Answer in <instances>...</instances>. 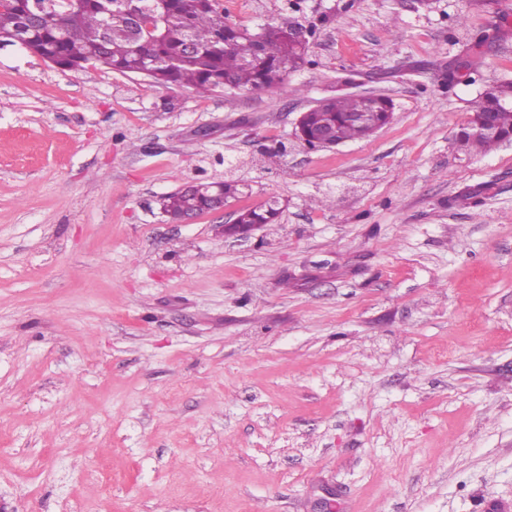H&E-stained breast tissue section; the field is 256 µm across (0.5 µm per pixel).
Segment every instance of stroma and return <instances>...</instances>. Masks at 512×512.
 Here are the masks:
<instances>
[{"instance_id": "1", "label": "stroma", "mask_w": 512, "mask_h": 512, "mask_svg": "<svg viewBox=\"0 0 512 512\" xmlns=\"http://www.w3.org/2000/svg\"><path fill=\"white\" fill-rule=\"evenodd\" d=\"M220 3L313 30L284 89L0 45V502L512 512V143L458 142L512 81V0ZM347 89L391 121L305 146L301 112ZM227 175L226 213H161ZM273 197L276 223L225 234Z\"/></svg>"}]
</instances>
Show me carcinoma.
I'll list each match as a JSON object with an SVG mask.
<instances>
[{
	"instance_id": "1",
	"label": "carcinoma",
	"mask_w": 512,
	"mask_h": 512,
	"mask_svg": "<svg viewBox=\"0 0 512 512\" xmlns=\"http://www.w3.org/2000/svg\"><path fill=\"white\" fill-rule=\"evenodd\" d=\"M44 14L38 25L27 26L35 3ZM146 8L142 24L134 29L126 17L133 6ZM51 0H6L0 5V44H15L23 35L27 50L51 57L67 70L101 64L116 72L138 74L145 69L155 85L188 87L200 95L217 89L272 90L285 87L288 75L306 61L308 47L292 37L293 22L262 25L258 31L231 24L218 0H76L69 13L56 18ZM511 93L512 82L484 90L476 111L492 112L499 137L460 134L461 146L487 150L512 135V107L500 102ZM392 101L347 93L323 99L309 109L308 124L331 126L337 139L347 142L370 136L386 125ZM213 189L199 183L162 197L163 210L177 216L202 213L212 205ZM278 200L270 199L239 212L243 224H271L278 218Z\"/></svg>"
}]
</instances>
